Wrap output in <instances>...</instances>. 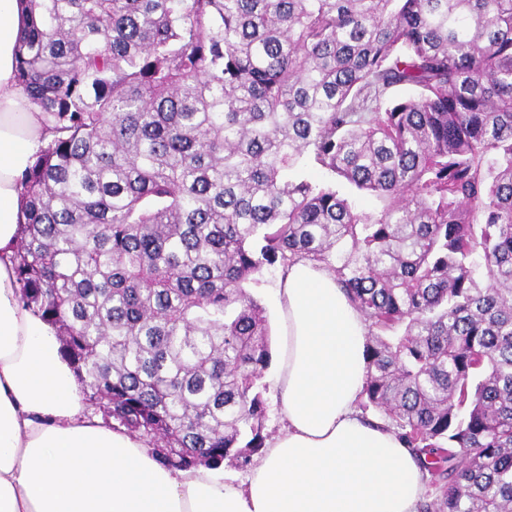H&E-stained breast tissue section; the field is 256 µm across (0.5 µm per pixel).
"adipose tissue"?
Segmentation results:
<instances>
[{"label":"adipose tissue","instance_id":"obj_1","mask_svg":"<svg viewBox=\"0 0 512 512\" xmlns=\"http://www.w3.org/2000/svg\"><path fill=\"white\" fill-rule=\"evenodd\" d=\"M28 23L27 0H0V512H417L425 482L412 449L358 410L367 323L308 260L277 288L284 425L243 480L164 467L87 414L54 329L24 307L14 275L21 178L45 143L14 78Z\"/></svg>","mask_w":512,"mask_h":512}]
</instances>
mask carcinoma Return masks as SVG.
Here are the masks:
<instances>
[{"mask_svg":"<svg viewBox=\"0 0 512 512\" xmlns=\"http://www.w3.org/2000/svg\"><path fill=\"white\" fill-rule=\"evenodd\" d=\"M29 6L16 283L89 406L166 467L248 465L271 352L245 285L307 259L368 323L366 406L438 488L418 512H512V0Z\"/></svg>","mask_w":512,"mask_h":512,"instance_id":"1","label":"carcinoma"}]
</instances>
